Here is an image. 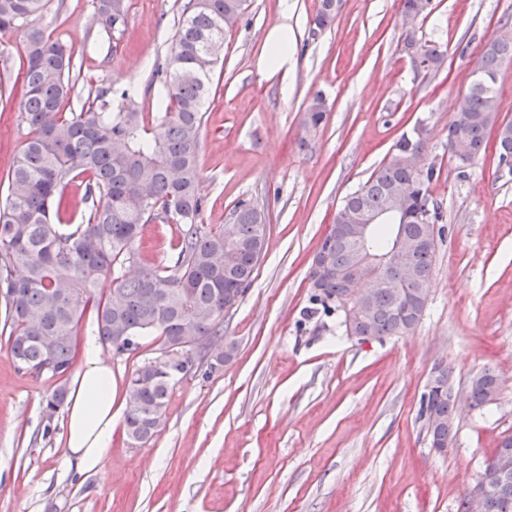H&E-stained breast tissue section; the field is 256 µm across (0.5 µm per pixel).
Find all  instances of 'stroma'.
I'll return each mask as SVG.
<instances>
[{
    "instance_id": "35a3bbf8",
    "label": "stroma",
    "mask_w": 512,
    "mask_h": 512,
    "mask_svg": "<svg viewBox=\"0 0 512 512\" xmlns=\"http://www.w3.org/2000/svg\"><path fill=\"white\" fill-rule=\"evenodd\" d=\"M184 2L128 0L126 23L110 36L92 25L93 0H49L36 23L76 63L64 111L101 87L133 89L144 111H160L150 77L173 49ZM289 4L251 0L227 34L201 132L202 224L222 229L242 200L269 216L253 282L224 321L235 357L176 383L147 444L115 427L100 477L69 460L64 413H43L46 397L81 371L95 311L82 318L61 378L19 370L0 334V512H457L499 435L512 431V167L493 142L464 169L448 152V124L484 44L512 26V0H431L417 32L445 61L428 73L401 51L400 0H343L319 32V0ZM281 24L291 65L268 74L265 38ZM25 56L20 34L0 36V198L5 163L28 137ZM317 92L329 116L305 149L304 107ZM418 124L424 160L440 171L429 193L445 228L427 308L409 334L362 343L339 318H304L311 261L343 198ZM160 345L153 335L131 355L102 348L118 421L131 372ZM439 364L459 389L486 369L502 381L497 401L460 413L442 453L419 416Z\"/></svg>"
}]
</instances>
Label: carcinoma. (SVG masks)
<instances>
[{"label": "carcinoma", "mask_w": 512, "mask_h": 512, "mask_svg": "<svg viewBox=\"0 0 512 512\" xmlns=\"http://www.w3.org/2000/svg\"><path fill=\"white\" fill-rule=\"evenodd\" d=\"M431 0H401L402 17L427 15ZM342 0H320L313 24L331 26ZM47 0H0V35L20 32L26 45L22 121L29 128L24 147L7 172V194L0 206V298L10 352L22 370L60 378L68 372L82 315L97 309L102 345L130 353L154 333L162 345L181 336L214 342L224 338V307L247 292L258 266L268 229L265 209L237 203L228 231L212 230L198 220L202 199L200 135L205 104L224 39L249 7L248 0H187L175 33V50L153 78L163 87L161 106L142 111L128 89L100 88L77 112L62 111L74 89V52L51 39L34 21ZM127 0H94L93 23L114 33L125 25ZM429 60V70L443 61L440 47L413 35ZM512 61V38L491 39L481 53L467 93V104L448 124V151L461 167L473 165L486 150L489 132L497 136L499 159L512 156V123L498 122L496 84L504 62ZM327 119L320 94L304 108L307 136L317 134ZM421 126L404 134L364 184L348 194L336 212L334 228L323 239L330 264L345 266L356 256L355 243L339 225L357 213L382 210L395 186L407 191L403 203L405 234L415 242L411 260L416 277L399 283L386 276L371 289L368 305L352 321L342 318L349 336H403L420 323L428 303L427 280L436 247L422 241V225L441 219L431 201L429 184L438 172L429 165L417 177L409 157L426 150ZM84 184L86 214L81 223L61 218L63 193L74 181ZM155 221L177 226V256L169 265L145 260L138 243L145 225ZM393 225L378 224L372 248L387 254ZM110 291L96 300L100 280ZM345 284L314 281L306 317L339 311L325 302L338 299ZM145 358L126 386L125 431L135 444L151 440L164 422L172 388L167 369ZM445 390L423 396L420 416L434 418L430 437L446 442L456 436V412L448 398V368L436 367ZM497 373L486 369L469 384L470 406L480 409L496 400ZM67 402L66 388H57L45 409L58 412ZM488 512H512V472L506 489L490 501Z\"/></svg>", "instance_id": "1"}]
</instances>
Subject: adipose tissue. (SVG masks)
Returning <instances> with one entry per match:
<instances>
[{"label":"adipose tissue","mask_w":512,"mask_h":512,"mask_svg":"<svg viewBox=\"0 0 512 512\" xmlns=\"http://www.w3.org/2000/svg\"><path fill=\"white\" fill-rule=\"evenodd\" d=\"M112 365L94 342H87L83 369L67 401L65 446L83 473L99 474L112 445Z\"/></svg>","instance_id":"obj_1"}]
</instances>
